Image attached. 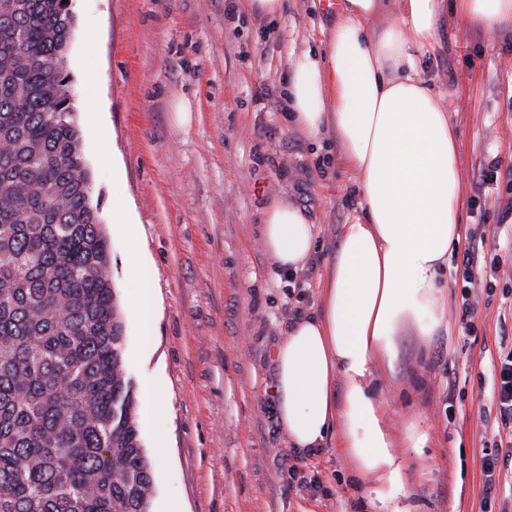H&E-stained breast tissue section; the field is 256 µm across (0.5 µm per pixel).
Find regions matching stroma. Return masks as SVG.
Listing matches in <instances>:
<instances>
[{"instance_id":"35a3bbf8","label":"stroma","mask_w":512,"mask_h":512,"mask_svg":"<svg viewBox=\"0 0 512 512\" xmlns=\"http://www.w3.org/2000/svg\"><path fill=\"white\" fill-rule=\"evenodd\" d=\"M279 16L248 0H72L70 94L112 261L106 273L124 325L123 370L135 387L159 380L154 419H139L152 461V512H381L372 486L339 448L292 454L273 413L272 349L294 306L319 305L342 225L360 216L353 171L333 131L312 139L279 107L300 53L323 50L336 21L322 0H283ZM447 47L422 74L445 98L461 147L462 234L487 244L512 235V44L444 22ZM191 110L181 125V107ZM113 152V166L103 153ZM497 166L498 177L480 184ZM158 272L157 336L144 350L117 232L112 169ZM276 196L304 206L319 228L292 297L260 243ZM446 271L448 325L430 341L398 339L394 368L373 392L389 428L427 431L403 449L413 512H512V468L483 500L482 457L512 441L492 403V362L512 350V279L480 294L475 331L461 330V287Z\"/></svg>"}]
</instances>
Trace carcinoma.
<instances>
[{"label":"carcinoma","instance_id":"carcinoma-1","mask_svg":"<svg viewBox=\"0 0 512 512\" xmlns=\"http://www.w3.org/2000/svg\"><path fill=\"white\" fill-rule=\"evenodd\" d=\"M66 0L0 9V512H151L123 326L68 94Z\"/></svg>","mask_w":512,"mask_h":512}]
</instances>
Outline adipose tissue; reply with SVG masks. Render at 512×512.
Listing matches in <instances>:
<instances>
[{
	"instance_id": "1",
	"label": "adipose tissue",
	"mask_w": 512,
	"mask_h": 512,
	"mask_svg": "<svg viewBox=\"0 0 512 512\" xmlns=\"http://www.w3.org/2000/svg\"><path fill=\"white\" fill-rule=\"evenodd\" d=\"M450 11L462 29L512 43V0H344L324 51L296 56L287 84L295 125L312 137L334 130L363 215L342 228L318 307L293 320L273 349L274 410L298 455L337 444L384 512L410 506L398 499L403 464L369 383L378 361L393 363L403 326L428 338L445 325L440 273L461 232L460 145L420 67ZM316 235L305 208L270 200L260 240L281 271L304 268ZM128 260L132 305L149 339L157 271L140 244Z\"/></svg>"
}]
</instances>
